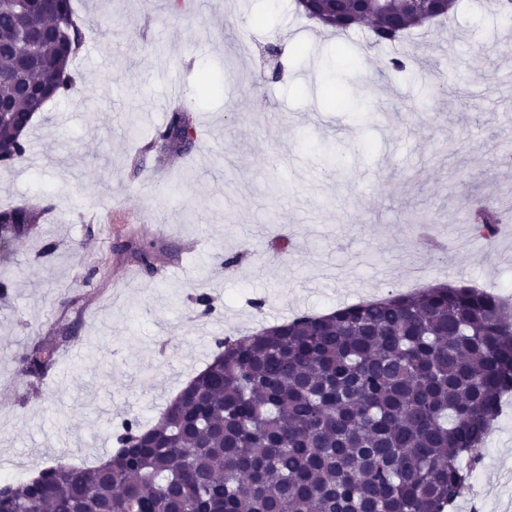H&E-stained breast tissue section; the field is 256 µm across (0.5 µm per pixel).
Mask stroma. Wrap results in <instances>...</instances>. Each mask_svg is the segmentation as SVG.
I'll return each instance as SVG.
<instances>
[{"label": "stroma", "mask_w": 512, "mask_h": 512, "mask_svg": "<svg viewBox=\"0 0 512 512\" xmlns=\"http://www.w3.org/2000/svg\"><path fill=\"white\" fill-rule=\"evenodd\" d=\"M74 8L81 90L0 165V207L46 211L0 247V474L106 457L124 419L157 421L216 338L439 282L512 283V235L475 239L460 221L466 201L512 195V164L492 150L512 135V17L457 0L449 24L399 43L411 63L394 72L367 25L337 36L292 0ZM180 102L198 117L188 157L153 143ZM62 325L78 363L24 374L19 355ZM482 455L484 512H512V406Z\"/></svg>", "instance_id": "stroma-1"}]
</instances>
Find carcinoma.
<instances>
[{
	"label": "carcinoma",
	"instance_id": "cac0c4a2",
	"mask_svg": "<svg viewBox=\"0 0 512 512\" xmlns=\"http://www.w3.org/2000/svg\"><path fill=\"white\" fill-rule=\"evenodd\" d=\"M425 15L408 0L361 12L338 0L324 26L339 34L371 19V45L385 46ZM34 26L45 36L23 58L11 45ZM82 44L72 0L47 13L38 0H0V101L14 112L0 143L12 159L29 151L23 114L76 91ZM196 124L179 107L156 142L189 151ZM41 217L26 204L0 210V239L28 238ZM501 219L495 203L469 208L483 240ZM217 347L154 425L122 422L112 459L60 460L38 481L6 485L0 512H452L512 392V306L469 286L391 293ZM20 363L41 375L56 346Z\"/></svg>",
	"mask_w": 512,
	"mask_h": 512
}]
</instances>
